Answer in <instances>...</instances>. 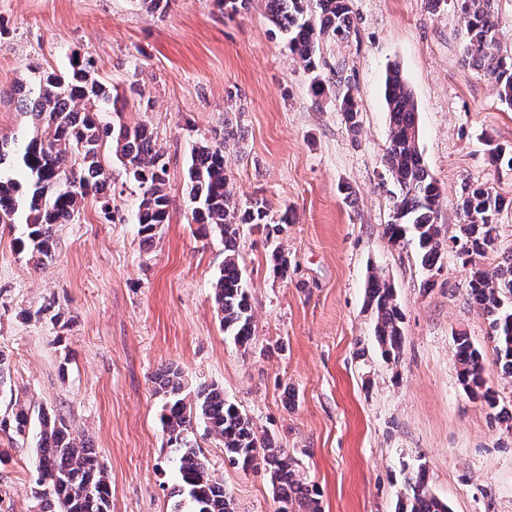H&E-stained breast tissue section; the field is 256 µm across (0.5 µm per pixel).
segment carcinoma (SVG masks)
<instances>
[{
    "mask_svg": "<svg viewBox=\"0 0 512 512\" xmlns=\"http://www.w3.org/2000/svg\"><path fill=\"white\" fill-rule=\"evenodd\" d=\"M267 0L268 20L286 40L289 52L313 74L314 96L322 94L316 73L323 64L320 44L342 42L355 32L351 0ZM463 18V61L483 72L494 84L499 101L512 107V55L504 54L495 17L496 0H455ZM339 106L350 128L359 126L360 109L350 76L336 67ZM19 111L31 116L33 134L0 139V163L13 159L22 179L0 174V224L21 226L13 239L17 250L40 268L55 258L56 227L78 214L82 202L93 196L104 219L112 213L110 200L100 184L112 181V171L101 161L102 147L112 141L115 158L141 199L135 214L138 234L152 245L158 228L168 223L165 192L167 162L156 149L153 130L129 127L122 121L125 99L112 94L95 73L94 62L78 58L65 74L44 71L18 89ZM384 101L389 115V145L384 155L385 174L396 191L392 219L385 236L397 243L411 232L422 251V263L434 267L441 254L455 251L468 267L466 295L486 316L496 364L512 378V259L488 270L484 259L498 251L500 215L512 209V199L482 185L463 189L458 209V233L449 238L436 223L441 193L428 171L419 146L417 108L411 88L398 65H390L384 79ZM112 119H104V113ZM225 134L196 145L188 168L189 201L194 223L212 229L224 240V264L213 282V297L224 334L241 348L252 340L253 308L244 286L237 249L239 226L251 224L265 232H278L268 219L262 200L239 206L224 161ZM490 147L492 163L512 171V150ZM366 297L376 315L375 334L382 357L399 359L402 347L401 315L392 286L373 274ZM455 359L462 385L474 400L497 411L499 398L483 376L484 353L466 336L456 338ZM154 393L163 400L161 420L167 444L177 452L175 465L181 493L193 512H235L233 499L210 471L199 450L188 440L193 423L201 420L209 434L224 445L230 461L243 467L262 463L280 503L279 512H294L302 504L307 512H320L316 491L294 468L276 439L259 434L250 417L212 385L189 386L183 372L169 366L153 378ZM39 432L35 498L45 501L42 512H109L110 489L95 452L60 416L43 409L37 413ZM32 410L9 402L0 416V430L17 437L29 434ZM397 512H450L447 503L428 487L420 469L405 484Z\"/></svg>",
    "mask_w": 512,
    "mask_h": 512,
    "instance_id": "obj_1",
    "label": "carcinoma"
}]
</instances>
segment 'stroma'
Listing matches in <instances>:
<instances>
[{
    "instance_id": "1",
    "label": "stroma",
    "mask_w": 512,
    "mask_h": 512,
    "mask_svg": "<svg viewBox=\"0 0 512 512\" xmlns=\"http://www.w3.org/2000/svg\"><path fill=\"white\" fill-rule=\"evenodd\" d=\"M356 32L324 49L322 96L267 19L265 0L228 16L215 0H170L149 14L138 0H0V139L31 129L16 88L35 71L92 57L97 77L123 91L144 84L151 108L129 98L127 125H148L168 164L169 222L152 246L138 234V190L113 154L111 220L93 200L56 228V257L34 269L0 224V353L12 393L64 416L104 466L110 512H173L179 480L152 377L180 366L192 383L223 389L272 434L318 494L323 512H396L407 477L425 469L451 512H512V427L459 381L456 339L486 351L484 377L512 412V381L488 350L489 326L466 296L467 269L445 252L425 269L414 240L389 243L393 184L384 77L400 69L417 105L423 160L441 190L437 221L455 235L469 183L512 198V172L487 145L512 149V109L463 62L462 19L426 0H352ZM355 84L361 130L351 134L331 70ZM229 131L224 159L239 203L264 200L288 261L250 225L238 251L254 311L242 350L225 336L212 283L224 243L191 221L187 170L197 142ZM353 195H344V186ZM379 273L401 313L402 350L386 362L367 305ZM55 303L59 323L35 318ZM30 319L21 320V311ZM192 439L237 512H276L262 468L232 464L196 424ZM35 435L0 434V512H40Z\"/></svg>"
}]
</instances>
